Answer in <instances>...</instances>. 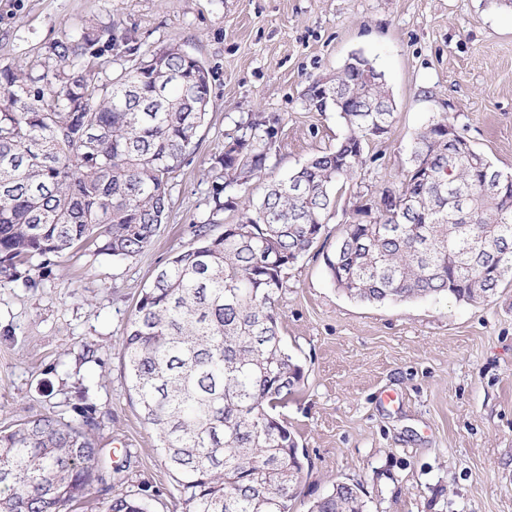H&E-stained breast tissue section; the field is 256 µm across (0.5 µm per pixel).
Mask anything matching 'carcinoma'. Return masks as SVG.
I'll return each mask as SVG.
<instances>
[{
    "label": "carcinoma",
    "mask_w": 512,
    "mask_h": 512,
    "mask_svg": "<svg viewBox=\"0 0 512 512\" xmlns=\"http://www.w3.org/2000/svg\"><path fill=\"white\" fill-rule=\"evenodd\" d=\"M100 43L87 29L49 47L61 67L0 71V277L39 286L32 260L87 245L116 259L148 248L167 219L169 183L192 159L210 103V71L176 44L103 76ZM333 111L347 133L336 148L292 174L267 179L277 130L250 113L212 158L213 215L237 221L157 270L121 338L130 391L180 492L183 512H290L304 454L276 413L303 370L283 346L278 298L288 270L337 214L346 180L367 167L366 145L389 133L385 78L331 75ZM444 119L416 137L410 169L379 191L368 220L342 224L324 257L335 287L362 303L449 295L475 302L512 283V180L461 132L442 140ZM266 181L259 199L253 183ZM100 418L76 423L31 417L0 431V512H69L96 483L104 512H149L135 494H112V450L99 446ZM355 485L337 482L309 512H364Z\"/></svg>",
    "instance_id": "cac0c4a2"
}]
</instances>
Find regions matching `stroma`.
Listing matches in <instances>:
<instances>
[{
    "label": "stroma",
    "mask_w": 512,
    "mask_h": 512,
    "mask_svg": "<svg viewBox=\"0 0 512 512\" xmlns=\"http://www.w3.org/2000/svg\"><path fill=\"white\" fill-rule=\"evenodd\" d=\"M110 28L106 71L133 45L171 43L200 59L211 100L193 159L171 184L151 245L129 260L84 250L33 270L39 285L0 281V430L32 416L107 417L97 436L119 467L117 493L150 512H182L179 492L129 389L120 350L155 269L210 223L208 174L226 133L252 112L279 116L278 177L345 134L308 100L312 80L352 54L372 60L394 104L373 161L343 188L315 248L290 268L280 333L303 369L279 414L305 455L290 512H308L335 482L361 488L366 512H512V285L478 302L440 295L365 304L332 283L324 257L340 226L402 178L435 118L454 124L512 174V6L498 0H0V71L58 67L49 46L84 27ZM97 359L83 364V345Z\"/></svg>",
    "instance_id": "stroma-1"
}]
</instances>
